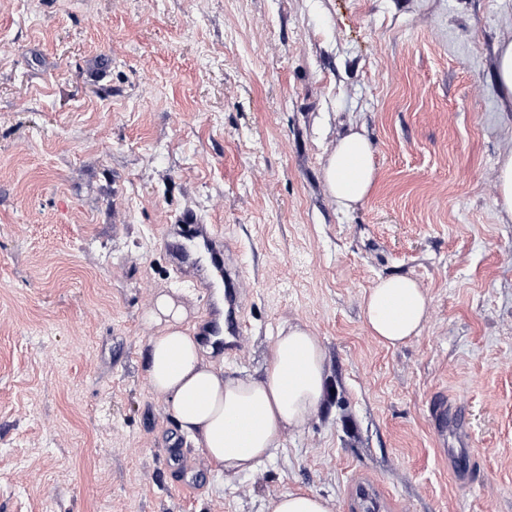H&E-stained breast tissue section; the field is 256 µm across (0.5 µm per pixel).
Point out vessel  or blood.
I'll return each instance as SVG.
<instances>
[{"label": "vessel or blood", "instance_id": "1", "mask_svg": "<svg viewBox=\"0 0 512 512\" xmlns=\"http://www.w3.org/2000/svg\"><path fill=\"white\" fill-rule=\"evenodd\" d=\"M179 241L174 250V261L182 276L193 275L197 257H204L208 262L209 273L200 278L203 287L212 288L224 282V246L223 240L213 225L202 224L192 220L182 221L178 226ZM226 302L229 308L226 323L211 319L209 326L212 333L228 331L230 336H242L244 327L236 318V293H228ZM429 414L433 431L440 441L455 437L458 446L451 449L450 455L457 459L467 444V430L458 413L456 404L450 403L447 396L434 395L429 404ZM352 512H388L392 500L385 495L382 488L372 482H358L352 485L348 496Z\"/></svg>", "mask_w": 512, "mask_h": 512}]
</instances>
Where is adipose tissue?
<instances>
[{
  "label": "adipose tissue",
  "instance_id": "obj_1",
  "mask_svg": "<svg viewBox=\"0 0 512 512\" xmlns=\"http://www.w3.org/2000/svg\"><path fill=\"white\" fill-rule=\"evenodd\" d=\"M377 168L368 137L350 131L331 154L326 180L337 206L348 209L374 189ZM429 299L415 280H377L363 295L365 325L381 345L396 347L421 333ZM144 318L156 327L148 338L147 378L218 471L252 472L281 446L287 431L302 429L325 392L326 355L319 338L301 324L282 327L262 379L226 375L208 361L184 307L159 294ZM250 413L240 423L242 413Z\"/></svg>",
  "mask_w": 512,
  "mask_h": 512
}]
</instances>
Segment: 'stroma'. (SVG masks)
Here are the masks:
<instances>
[{
  "label": "stroma",
  "instance_id": "stroma-1",
  "mask_svg": "<svg viewBox=\"0 0 512 512\" xmlns=\"http://www.w3.org/2000/svg\"><path fill=\"white\" fill-rule=\"evenodd\" d=\"M507 41L512 0H0V512H269L296 489L348 512L360 474L398 512H512ZM353 129L379 179L342 211L325 167ZM187 213L236 270L225 374L260 377L288 324L325 348V402L248 474L216 473L146 375L158 294L209 318L167 249ZM392 275L430 300L396 348L361 308ZM437 393L480 461L466 491ZM495 79L506 99L512 103V41L503 44L498 50ZM496 205L501 214L512 218V154L504 155L496 171ZM429 414L437 439L442 443L444 453H448V431L454 434L459 446L467 447V430L462 421L457 404L448 402V397L435 394L429 404Z\"/></svg>",
  "mask_w": 512,
  "mask_h": 512
}]
</instances>
